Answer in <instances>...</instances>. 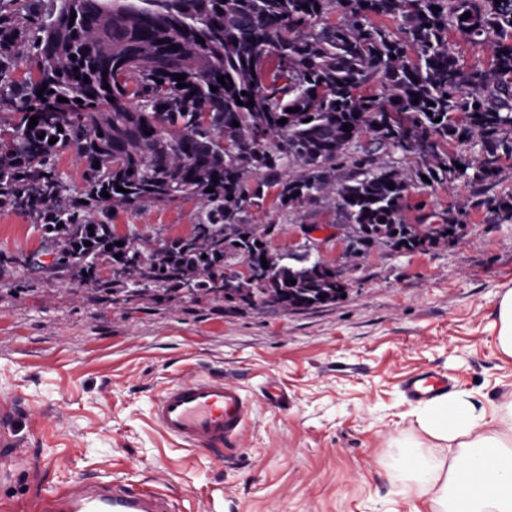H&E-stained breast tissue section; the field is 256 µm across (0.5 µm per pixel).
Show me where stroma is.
Returning <instances> with one entry per match:
<instances>
[{
    "label": "stroma",
    "mask_w": 512,
    "mask_h": 512,
    "mask_svg": "<svg viewBox=\"0 0 512 512\" xmlns=\"http://www.w3.org/2000/svg\"><path fill=\"white\" fill-rule=\"evenodd\" d=\"M474 187L416 185L403 220L460 216L455 241L424 252L375 246L347 269L348 296L299 313L238 309L221 299L134 294L129 276L103 272L114 291L55 269L33 217L0 211V404L17 408L27 455L0 479V501L28 512L38 486L88 476L148 481L180 512H410L401 451L446 458L410 423L404 378L448 375L477 411L512 391V360L496 347L495 308L512 289V219L473 207ZM196 200L118 208L112 225L151 248L189 237ZM248 224H272L270 246L341 264L348 226L333 201L297 210L266 202ZM219 375L252 402L244 440L215 458L183 447L154 423L168 385ZM288 396L279 409L268 382Z\"/></svg>",
    "instance_id": "obj_1"
}]
</instances>
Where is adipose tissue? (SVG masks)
Masks as SVG:
<instances>
[{"label":"adipose tissue","instance_id":"ef3b65f1","mask_svg":"<svg viewBox=\"0 0 512 512\" xmlns=\"http://www.w3.org/2000/svg\"><path fill=\"white\" fill-rule=\"evenodd\" d=\"M413 416L423 434L457 446L446 461L420 462L414 449H404L413 500L430 512H512V392L502 395L490 421L457 394L442 395Z\"/></svg>","mask_w":512,"mask_h":512}]
</instances>
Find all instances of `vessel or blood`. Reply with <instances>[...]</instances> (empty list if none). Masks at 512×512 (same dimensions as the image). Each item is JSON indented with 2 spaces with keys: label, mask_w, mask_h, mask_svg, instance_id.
Segmentation results:
<instances>
[{
  "label": "vessel or blood",
  "mask_w": 512,
  "mask_h": 512,
  "mask_svg": "<svg viewBox=\"0 0 512 512\" xmlns=\"http://www.w3.org/2000/svg\"><path fill=\"white\" fill-rule=\"evenodd\" d=\"M451 386L448 376L426 370L407 378L403 391L413 402L426 403ZM251 412L252 404L239 386L210 374L165 388L152 406V418L164 433L215 457L241 442ZM13 416V408H0V452L16 459L20 451L14 446ZM37 512H177V506L144 482L110 484L80 477L64 487L45 489Z\"/></svg>",
  "instance_id": "vessel-or-blood-1"
}]
</instances>
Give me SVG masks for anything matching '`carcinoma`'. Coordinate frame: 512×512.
Wrapping results in <instances>:
<instances>
[{"label":"carcinoma","mask_w":512,"mask_h":512,"mask_svg":"<svg viewBox=\"0 0 512 512\" xmlns=\"http://www.w3.org/2000/svg\"><path fill=\"white\" fill-rule=\"evenodd\" d=\"M450 27L493 44L489 69L459 66ZM24 56L34 68L16 81ZM5 99L13 117L11 137H0V210L42 221L57 265L133 273L135 293L220 299L244 288V308L319 309L336 303L341 284L308 253L272 251L274 225L259 230L242 214L263 208L271 187L284 209L333 194L368 245L385 235L425 250L402 222L410 185H482L512 159V0H0ZM474 139L475 157L444 151ZM64 146L85 162L82 202L67 198L55 166ZM390 152L415 165L382 164ZM187 199L202 212L192 236L157 250L115 245L112 207ZM475 206L512 217V196ZM240 257L267 267L241 279Z\"/></svg>","instance_id":"obj_1"}]
</instances>
